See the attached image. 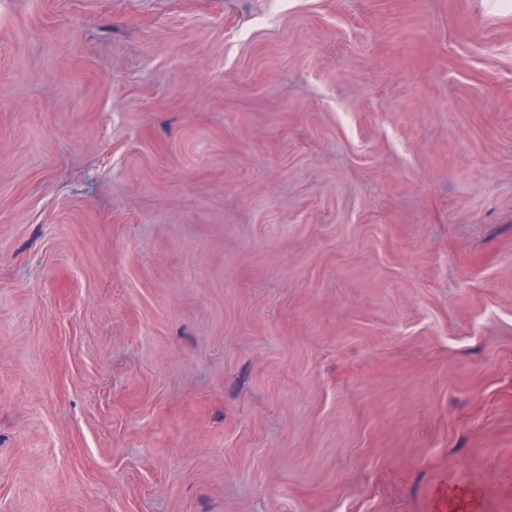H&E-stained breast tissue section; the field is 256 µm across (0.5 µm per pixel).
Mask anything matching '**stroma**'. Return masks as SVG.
<instances>
[{
  "mask_svg": "<svg viewBox=\"0 0 512 512\" xmlns=\"http://www.w3.org/2000/svg\"><path fill=\"white\" fill-rule=\"evenodd\" d=\"M0 512H512V0H0Z\"/></svg>",
  "mask_w": 512,
  "mask_h": 512,
  "instance_id": "1",
  "label": "stroma"
}]
</instances>
